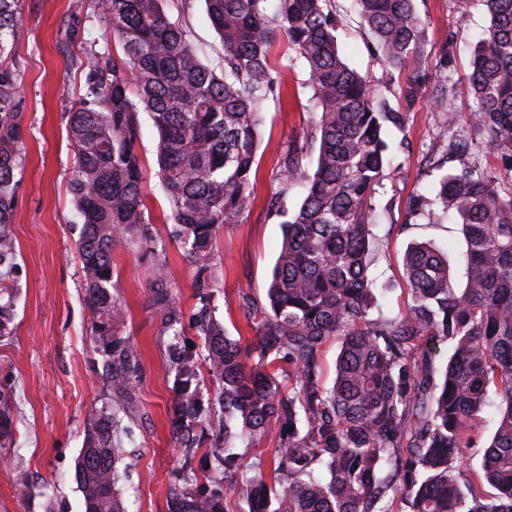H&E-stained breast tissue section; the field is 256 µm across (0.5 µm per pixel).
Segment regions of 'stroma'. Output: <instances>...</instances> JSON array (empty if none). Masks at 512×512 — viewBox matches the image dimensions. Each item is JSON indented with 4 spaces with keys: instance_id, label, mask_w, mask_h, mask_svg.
<instances>
[{
    "instance_id": "obj_1",
    "label": "stroma",
    "mask_w": 512,
    "mask_h": 512,
    "mask_svg": "<svg viewBox=\"0 0 512 512\" xmlns=\"http://www.w3.org/2000/svg\"><path fill=\"white\" fill-rule=\"evenodd\" d=\"M90 0H20L21 28L15 41L23 103L22 125L27 157L18 174L19 187L11 231L17 245L14 280L21 292L14 333L0 339V391L14 394L17 443L24 467L32 477L33 496L20 502L13 489V469L0 464V512H84V500L74 479L75 459L83 441L85 418L97 404L102 386L88 327L90 310L82 285L77 242L80 219L68 191L75 155L69 136L70 112L83 78L70 65L81 42L100 40L94 22L70 32L69 22L85 16ZM339 21L336 31L341 55L372 83L377 95L405 113L403 129L390 130L392 163L375 197L377 232L386 247L371 267L378 283L387 287L379 298L383 311L398 312L407 304L402 256L413 242H428L457 260L464 247L458 225L413 223L410 202L419 192L434 188L435 167L446 155L438 136L443 121L434 109L431 87H422L414 105H407L399 85L380 81L382 64L374 54L371 36L352 0H332ZM425 24L428 72L439 69L443 55L448 65V108L458 116L460 129H469L473 104L470 44L482 31L486 16L479 0H415ZM171 21L188 33L203 61L217 59L221 46L205 13L202 0H168ZM273 62L285 71L281 102H269L257 154L256 205L247 221L220 232L216 263L219 286L217 314L228 334L250 342L253 331L243 295L265 297L271 270L283 235L282 219L267 208L280 189L282 157L289 143L309 130L315 117L302 62L277 34ZM153 231L167 251L168 288L177 305L191 311L195 304L193 270L177 245L169 243L163 224L167 202L154 190L150 205ZM116 272L121 299L128 310L127 330L141 354L144 370L136 388L138 427L123 448L134 451L124 498L127 512H167V499L180 450L174 447L172 380L156 345L160 319L151 306V262L140 253L116 247Z\"/></svg>"
}]
</instances>
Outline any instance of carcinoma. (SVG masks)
Returning <instances> with one entry per match:
<instances>
[{"mask_svg": "<svg viewBox=\"0 0 512 512\" xmlns=\"http://www.w3.org/2000/svg\"><path fill=\"white\" fill-rule=\"evenodd\" d=\"M204 0L223 55L203 62L164 0H93L104 45L75 64L83 94L70 116L76 153L69 193L82 218L78 240L90 339L104 393L88 415L74 480L85 512H126L118 488L131 464L117 437H133L135 386L143 363L125 330L112 252L151 257V303L158 347L172 376L171 437L180 448L168 512H512V194L487 169L473 142L454 133V113L438 135L450 168L435 191L412 200L413 219L453 218L465 243L464 283L448 255L428 243L403 255V312L385 315L370 268L382 246L374 232L376 187L385 177L390 127L405 116L377 99L340 55L329 0ZM376 41L386 79L413 67L404 96L426 79L424 27L414 0H355ZM489 25L475 42L470 125L500 152L512 180V0H479ZM19 0H0V337L13 329L17 254L10 232L26 159L19 72L12 48ZM306 65L317 119L285 151L280 197L305 194L284 222L267 303L242 300L255 331L244 345L227 334L212 297L217 237L244 223L255 205L257 150L268 101H281L284 73L271 62L276 31ZM122 54L111 52L110 41ZM156 130V166L167 201L170 241L193 267L196 303L185 317L165 288L168 256L151 227L147 167L137 143L143 120ZM317 151L315 169L304 161ZM200 344L189 345L185 329ZM446 342L444 368L433 344ZM336 345L335 376L324 354ZM494 432L481 474L459 459L474 447L477 416L492 405ZM14 398L0 392V450L15 445ZM277 431L273 482L256 444ZM497 494L486 497L482 484ZM241 490L231 507L229 495Z\"/></svg>", "mask_w": 512, "mask_h": 512, "instance_id": "carcinoma-1", "label": "carcinoma"}]
</instances>
